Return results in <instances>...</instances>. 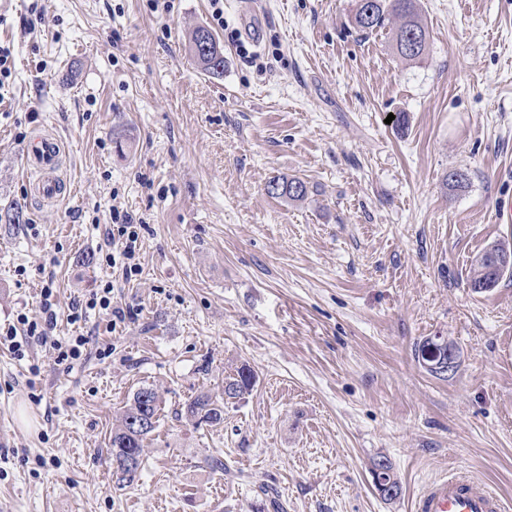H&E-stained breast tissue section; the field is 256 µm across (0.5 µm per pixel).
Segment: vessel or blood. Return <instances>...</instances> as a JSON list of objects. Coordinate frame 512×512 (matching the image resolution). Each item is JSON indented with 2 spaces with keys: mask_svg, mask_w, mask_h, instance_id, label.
<instances>
[{
  "mask_svg": "<svg viewBox=\"0 0 512 512\" xmlns=\"http://www.w3.org/2000/svg\"><path fill=\"white\" fill-rule=\"evenodd\" d=\"M60 153L55 138L39 135L28 142L25 163L44 172L31 186L34 193L43 197L61 195L62 184L52 174ZM502 509L496 495L478 488L468 472L458 471L426 484L415 499L414 512H502Z\"/></svg>",
  "mask_w": 512,
  "mask_h": 512,
  "instance_id": "vessel-or-blood-1",
  "label": "vessel or blood"
}]
</instances>
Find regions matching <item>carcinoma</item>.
Here are the masks:
<instances>
[{"instance_id": "cac0c4a2", "label": "carcinoma", "mask_w": 512, "mask_h": 512, "mask_svg": "<svg viewBox=\"0 0 512 512\" xmlns=\"http://www.w3.org/2000/svg\"><path fill=\"white\" fill-rule=\"evenodd\" d=\"M356 27L365 32H372L386 26L392 27L393 49L397 56L409 62L421 59L429 44V32L425 25L419 6V0H356L354 14ZM200 67L213 75L224 73V54L209 58L201 56L196 49H191ZM469 176L462 170H455L445 176V187L455 193L464 189ZM266 193L272 197H286L292 201H302L309 193L307 183L300 178L274 177L266 184ZM512 275V264L503 269L496 277L485 274V265L476 262L470 269L467 285L474 288L482 284L487 290L498 285L505 274ZM450 342L438 336L423 343L419 353L425 367L433 364L432 353L448 348ZM254 381L252 370L246 366L240 368L237 376L224 380V396L235 399L250 390ZM159 395L156 390L145 387L137 391L133 401L123 412L120 424L112 432L109 446V460L114 471L121 478L131 483L135 480L138 469L123 467V458L129 453H137L143 458L144 440L155 430L158 423ZM185 418L194 424H219L224 421V400H218L209 393H200L189 400L184 409ZM375 487H390L395 494L385 497L391 501L401 494V485L394 475L391 462L384 456L373 463Z\"/></svg>"}]
</instances>
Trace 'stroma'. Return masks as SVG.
Here are the masks:
<instances>
[{
	"instance_id": "stroma-1",
	"label": "stroma",
	"mask_w": 512,
	"mask_h": 512,
	"mask_svg": "<svg viewBox=\"0 0 512 512\" xmlns=\"http://www.w3.org/2000/svg\"><path fill=\"white\" fill-rule=\"evenodd\" d=\"M425 58L359 32L354 0H0V328L112 287L127 318L59 320L80 359L0 346V512H414L464 470L512 512V277L467 285L512 199V0H420ZM213 28L224 73L188 50ZM64 152L67 195L29 194L30 135ZM469 176L448 193V172ZM275 176L307 200L274 198ZM140 218L141 272L106 265L113 209ZM433 336L460 362L417 358ZM40 369L29 374L30 365ZM253 388L225 399L241 366ZM161 395L133 483L105 457L140 388ZM201 392L224 420L176 413ZM402 486L383 500L371 464ZM221 459L223 468L211 465ZM201 32L204 34L207 42L213 48L218 46L221 49V53L219 55L213 54L210 58H204L196 51V49H194L193 44L198 42V36ZM188 44L190 51L194 55V58L197 60V63L204 71L213 75H220L224 73V51L220 45V42L209 28L204 26H198L194 28L190 33ZM265 189L272 197H286L292 201H302L309 193L307 183L295 177H274L267 182ZM372 470L377 491H380V487H382V492H384L385 488L389 486L395 490V494L386 496L384 499L386 501L396 499L401 494V485L394 475L391 462L382 456L374 461Z\"/></svg>"
}]
</instances>
